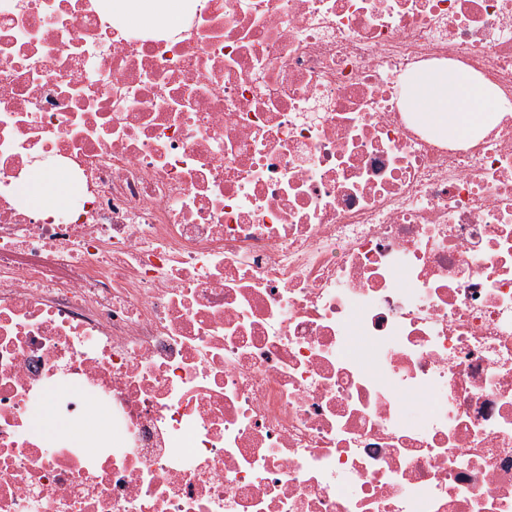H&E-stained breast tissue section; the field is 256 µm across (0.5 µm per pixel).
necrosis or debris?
Listing matches in <instances>:
<instances>
[{"label": "necrosis or debris", "mask_w": 512, "mask_h": 512, "mask_svg": "<svg viewBox=\"0 0 512 512\" xmlns=\"http://www.w3.org/2000/svg\"><path fill=\"white\" fill-rule=\"evenodd\" d=\"M190 2L0 0V512H512V0ZM187 0H107L106 7L116 19L139 26L179 28ZM405 85L411 91L414 112L439 138L473 136L482 127L495 124L498 112H510L491 85L476 76L461 77L448 64L415 70L405 78ZM18 193L28 207L41 211H62L74 199L73 185L66 177L37 164L19 185ZM106 416L100 408L89 407L86 418L79 426L64 427L63 433L75 444L84 443V439L93 435L105 422ZM63 433L61 435L63 436Z\"/></svg>", "instance_id": "obj_1"}]
</instances>
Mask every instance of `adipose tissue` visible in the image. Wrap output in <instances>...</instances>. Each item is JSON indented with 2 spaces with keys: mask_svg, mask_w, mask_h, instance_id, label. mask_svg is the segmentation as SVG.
Masks as SVG:
<instances>
[{
  "mask_svg": "<svg viewBox=\"0 0 512 512\" xmlns=\"http://www.w3.org/2000/svg\"><path fill=\"white\" fill-rule=\"evenodd\" d=\"M187 0H107L116 19L139 26H161L177 30ZM405 84L411 92L415 112L429 124L434 136L461 139L495 124L503 106L495 89L478 77H461L456 68L438 64L409 74ZM18 193L31 208L60 211L74 199L72 183L59 172L33 165Z\"/></svg>",
  "mask_w": 512,
  "mask_h": 512,
  "instance_id": "adipose-tissue-1",
  "label": "adipose tissue"
}]
</instances>
